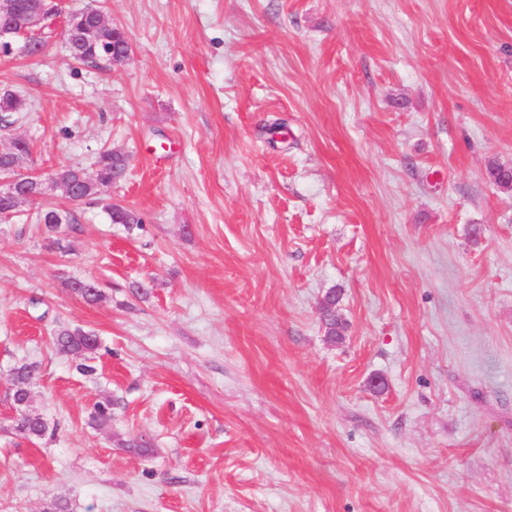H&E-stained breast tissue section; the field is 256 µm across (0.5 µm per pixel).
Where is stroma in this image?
Masks as SVG:
<instances>
[{
    "label": "stroma",
    "instance_id": "obj_1",
    "mask_svg": "<svg viewBox=\"0 0 512 512\" xmlns=\"http://www.w3.org/2000/svg\"><path fill=\"white\" fill-rule=\"evenodd\" d=\"M86 5L128 61L0 56L28 103L0 141L46 175L122 150L144 224L58 190L61 246L38 206L0 220V512H512V194L486 177L512 166V0ZM59 327L98 336L94 375ZM23 361L34 443L3 399ZM340 292L332 289L328 292L325 304L328 305L329 310L334 313L330 314L328 312L321 315L322 321L325 324L324 331L326 339L332 343L336 344L337 342H341L345 336V332L347 330V326L345 322H341L338 318H336L335 307L336 303L339 301Z\"/></svg>",
    "mask_w": 512,
    "mask_h": 512
}]
</instances>
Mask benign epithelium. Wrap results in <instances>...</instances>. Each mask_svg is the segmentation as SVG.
Masks as SVG:
<instances>
[{
  "instance_id": "1",
  "label": "benign epithelium",
  "mask_w": 512,
  "mask_h": 512,
  "mask_svg": "<svg viewBox=\"0 0 512 512\" xmlns=\"http://www.w3.org/2000/svg\"><path fill=\"white\" fill-rule=\"evenodd\" d=\"M61 12V0H36L27 7L22 0H0V53L7 48L13 52L18 40L31 34H41L49 20ZM113 30L103 12H98L91 22L78 20L73 31L89 44H95ZM59 189L74 204L90 197H97L109 208L110 192L104 190L97 175L80 171L71 178L57 169L45 176L29 166L28 156L16 149L15 144L0 147V205L2 214H10L23 204L43 200L48 191Z\"/></svg>"
}]
</instances>
